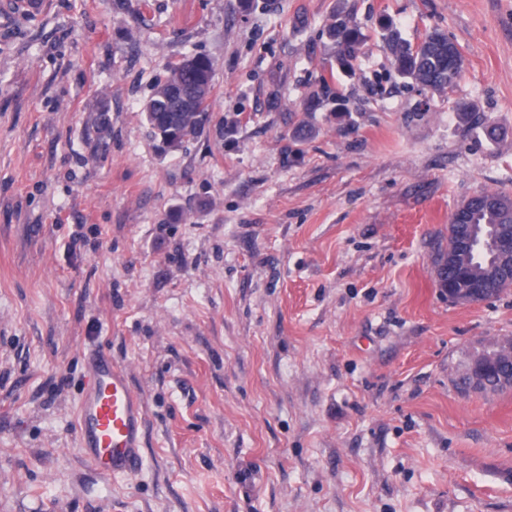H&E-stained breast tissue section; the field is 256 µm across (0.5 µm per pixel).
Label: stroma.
I'll list each match as a JSON object with an SVG mask.
<instances>
[{"label": "stroma", "mask_w": 512, "mask_h": 512, "mask_svg": "<svg viewBox=\"0 0 512 512\" xmlns=\"http://www.w3.org/2000/svg\"><path fill=\"white\" fill-rule=\"evenodd\" d=\"M41 2L0 0V512H512V391L452 384L512 291L457 306L435 266L512 193V0ZM337 13L340 116L306 109ZM385 21L453 40L455 87L404 82ZM188 54L212 120L165 153L140 105ZM94 350L144 404L131 478L82 456ZM326 31L329 39L338 48L335 58L338 69L350 76L354 75L362 45V37L357 25L346 17L334 14ZM486 199L496 200L497 205L489 207ZM468 205V224L477 226H492L497 232H507L512 229V194L505 192H480L463 201L461 205ZM456 208V209H457Z\"/></svg>", "instance_id": "1"}]
</instances>
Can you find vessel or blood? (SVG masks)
<instances>
[{
  "mask_svg": "<svg viewBox=\"0 0 512 512\" xmlns=\"http://www.w3.org/2000/svg\"><path fill=\"white\" fill-rule=\"evenodd\" d=\"M86 370L88 382L76 413L83 457L103 475H134L143 459L142 402L126 371L111 358L91 356Z\"/></svg>",
  "mask_w": 512,
  "mask_h": 512,
  "instance_id": "obj_1",
  "label": "vessel or blood"
}]
</instances>
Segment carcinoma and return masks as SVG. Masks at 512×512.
Here are the masks:
<instances>
[{"mask_svg":"<svg viewBox=\"0 0 512 512\" xmlns=\"http://www.w3.org/2000/svg\"><path fill=\"white\" fill-rule=\"evenodd\" d=\"M384 39L396 73L430 92L451 89L462 74L465 58L460 49L448 47V37L440 32L429 34L422 42L412 45L403 40L392 26L384 27ZM327 36L338 48L335 58L338 69L354 75L362 37L357 25L341 15H333L327 26ZM213 62L201 55H189L167 67L164 78L158 80L142 104L141 112L162 147L175 152L195 138L209 123L212 92ZM343 98L330 79L321 76L317 89L310 97L315 111ZM468 205V222L480 227L492 226L502 233L512 229V194L480 192L464 201ZM492 370L488 384L476 387L469 372L473 365ZM512 370V338L504 336L490 347L471 353L461 374L454 378L456 389L463 393L502 394L512 389L498 387L494 379Z\"/></svg>","mask_w":512,"mask_h":512,"instance_id":"1","label":"carcinoma"}]
</instances>
